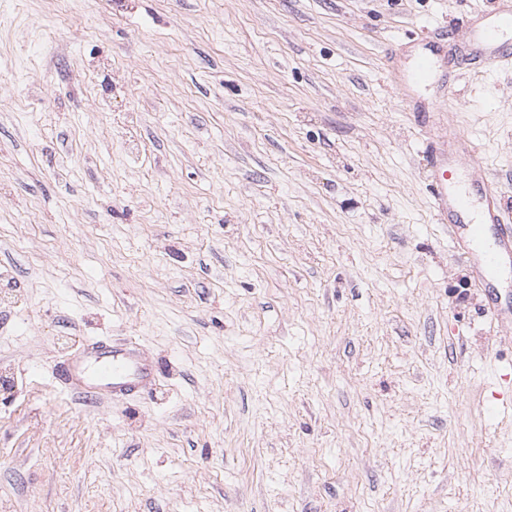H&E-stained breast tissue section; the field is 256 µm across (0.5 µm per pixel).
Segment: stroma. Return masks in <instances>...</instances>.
I'll list each match as a JSON object with an SVG mask.
<instances>
[{
	"mask_svg": "<svg viewBox=\"0 0 512 512\" xmlns=\"http://www.w3.org/2000/svg\"><path fill=\"white\" fill-rule=\"evenodd\" d=\"M505 4L0 0V512H512V320L387 74ZM423 98L512 207V70ZM89 337L155 389H63Z\"/></svg>",
	"mask_w": 512,
	"mask_h": 512,
	"instance_id": "obj_1",
	"label": "stroma"
}]
</instances>
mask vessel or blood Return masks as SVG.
<instances>
[{
    "label": "vessel or blood",
    "mask_w": 512,
    "mask_h": 512,
    "mask_svg": "<svg viewBox=\"0 0 512 512\" xmlns=\"http://www.w3.org/2000/svg\"><path fill=\"white\" fill-rule=\"evenodd\" d=\"M512 9L485 15L482 23L466 30L448 28V40L466 37L476 50L485 70L512 66ZM394 85L404 89L402 101L413 106L411 90L442 84L452 87L451 74L443 73L436 53L417 54L405 70L391 69ZM427 188L438 223L447 225L458 254L468 260L475 281L489 286L492 276L504 265L512 264V219L501 206V188L483 172L479 147L470 139L449 130L447 139L426 142ZM467 159L481 174L483 207L480 218H472L470 193L461 191L453 180L458 159ZM159 371L158 364L134 342L101 339L87 341L82 349L68 356L55 371L61 386L80 396L111 399L131 396L150 389Z\"/></svg>",
    "instance_id": "vessel-or-blood-1"
}]
</instances>
